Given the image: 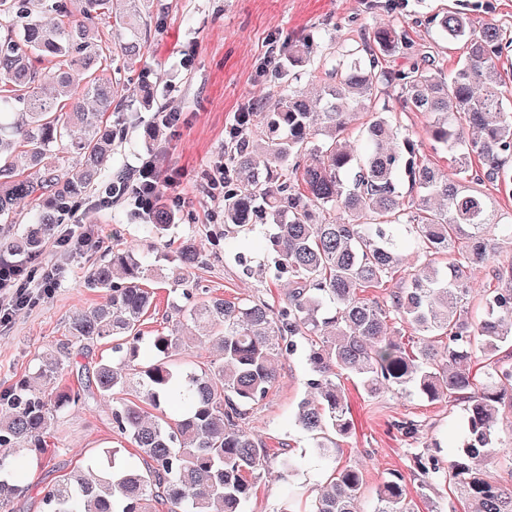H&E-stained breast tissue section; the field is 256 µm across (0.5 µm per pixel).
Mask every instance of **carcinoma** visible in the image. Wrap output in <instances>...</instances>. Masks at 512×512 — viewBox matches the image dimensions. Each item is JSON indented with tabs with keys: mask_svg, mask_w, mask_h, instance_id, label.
Returning a JSON list of instances; mask_svg holds the SVG:
<instances>
[{
	"mask_svg": "<svg viewBox=\"0 0 512 512\" xmlns=\"http://www.w3.org/2000/svg\"><path fill=\"white\" fill-rule=\"evenodd\" d=\"M151 8V0H0V220H13L26 198L41 200L32 223L17 240L0 242V252L37 255L96 182L135 180L109 167L116 130L106 121L87 124L85 102L105 114L123 107L121 70L110 76L103 67L95 19L111 12L130 66L145 54ZM45 13L56 21L43 22ZM428 23L465 48L448 74L406 31L383 25L343 40L311 68L321 110L291 87L275 108L254 107L249 122L261 129L260 142L243 133L224 172V246L243 260L244 237L263 235L270 279L288 278L278 310L188 286L192 270L207 262L190 234L153 263L117 250L94 265L87 287L104 301L73 315L55 366L71 359L75 341L87 347L112 340V360L97 363L88 383L76 386L41 371L0 401V505L25 489L13 450L52 456V421L99 396L110 400L112 428L139 460L101 449L45 490L44 512H155L158 505L167 512H248L269 451L242 421L266 398L280 358L301 337L311 396L293 424L313 447L307 457L284 459L279 477L312 466L331 470L307 512H361V472L336 465L338 438L355 426L348 394L336 382L342 375L368 396L417 392L466 403L455 453L446 461L416 453L420 487L413 492L393 475L378 488L372 512H414L413 496L446 482L459 487L469 512H512V489L482 471L496 451L500 409L512 404V367L498 358L512 344V263L500 262L496 242L498 233L512 240V219L503 220L482 189L489 182L512 193V105L491 77L506 37L498 25H479L458 11ZM400 50L403 62L390 64ZM309 54L305 43L288 45V70ZM45 62L51 67H41ZM389 87L402 107L428 116L433 147L451 156L448 172L431 165L422 142L379 107ZM354 120L356 146L349 139ZM66 145L76 161L61 168L55 151ZM146 219L143 233L159 239L174 214L155 206ZM404 225L415 235L410 254L397 234ZM162 259L182 303L173 306L167 331L146 336L143 317L155 306L147 283ZM480 266L511 287L486 289L475 319L466 304ZM394 279L399 288L389 301L363 297ZM392 320L414 340L394 338ZM185 321L211 355L202 366L182 357ZM480 360L487 373L477 384L473 364Z\"/></svg>",
	"mask_w": 512,
	"mask_h": 512,
	"instance_id": "obj_1",
	"label": "carcinoma"
}]
</instances>
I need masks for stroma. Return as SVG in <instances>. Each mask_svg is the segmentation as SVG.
Instances as JSON below:
<instances>
[{
    "label": "stroma",
    "mask_w": 512,
    "mask_h": 512,
    "mask_svg": "<svg viewBox=\"0 0 512 512\" xmlns=\"http://www.w3.org/2000/svg\"><path fill=\"white\" fill-rule=\"evenodd\" d=\"M159 17L152 29L150 52L143 65L158 90L157 101L180 113L176 127L159 139L149 138L147 129L155 118L154 107L143 106L138 82L121 86L122 111L112 113V124L123 135L114 145L112 162L131 171L147 160L158 170H185L186 178L163 187L166 197L180 198L175 210L173 236L192 234L201 240L208 255L206 265L194 270L191 280L213 294L227 298L259 297L279 304L286 282L270 284L264 275L243 273L223 238L213 233L224 222V191L204 193L202 176L228 162L232 143L227 129L236 113L260 103L274 105L279 88L288 79L266 58L279 56L291 40L309 39L316 54H325L344 39L371 32L379 23L403 26L419 43L432 46L444 70H452L461 49L440 37L427 18L454 9L479 22L498 25L512 38V0H154ZM192 57L191 67L179 64L181 54ZM392 120L418 139L428 137V118L420 112L401 111L395 93L380 99ZM424 151L435 166L448 169L447 152ZM106 189L98 183L65 223L73 230L97 225L102 248L79 255L56 249L45 242L39 258L64 267L68 276L54 295L20 311L8 326L0 327V391L11 389L20 378L30 376L53 353L57 342L69 338L71 317L102 302L100 292L87 288L86 276L104 253L132 249L140 253H164L163 241L145 237L139 219L126 199L100 205ZM309 370L303 350L284 356L278 378L267 397L253 406L243 425L270 448L268 472L248 506V512H276L284 483L276 473L283 458L309 452V437L298 430L293 413L308 393ZM355 429L340 443L341 463L357 467L363 476L361 508L371 512L378 486L390 474H402L415 486L412 456L441 444L451 454L460 432L464 405L455 400L431 401L414 395L383 393L368 397L356 380H345ZM413 422L414 435H406L400 422ZM498 450L485 465L486 476L512 487V407H503L498 418ZM57 453L48 462L37 460L26 449H18L25 461L26 492L0 506V512H43L40 490L70 471L99 449L125 447L113 431L102 402L71 408L60 414L50 431Z\"/></svg>",
    "instance_id": "obj_1"
}]
</instances>
